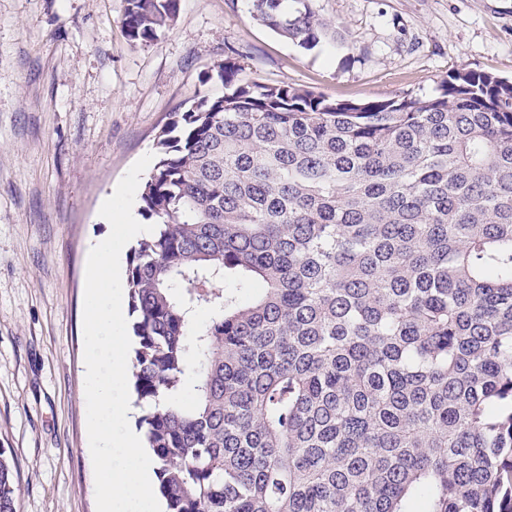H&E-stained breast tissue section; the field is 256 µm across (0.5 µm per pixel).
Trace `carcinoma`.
I'll use <instances>...</instances> for the list:
<instances>
[{
  "instance_id": "1",
  "label": "carcinoma",
  "mask_w": 512,
  "mask_h": 512,
  "mask_svg": "<svg viewBox=\"0 0 512 512\" xmlns=\"http://www.w3.org/2000/svg\"><path fill=\"white\" fill-rule=\"evenodd\" d=\"M178 2L128 0V37ZM285 2L251 15L315 47ZM239 72L159 134L127 263L167 512H512V81L353 102Z\"/></svg>"
}]
</instances>
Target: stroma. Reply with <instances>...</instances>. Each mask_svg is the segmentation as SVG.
Wrapping results in <instances>:
<instances>
[{"mask_svg": "<svg viewBox=\"0 0 512 512\" xmlns=\"http://www.w3.org/2000/svg\"><path fill=\"white\" fill-rule=\"evenodd\" d=\"M331 29L310 50L249 0H180L133 43L128 0H0V451L16 512H96L83 308L104 199L156 154L172 113L220 97L219 65L360 101L435 91L451 72L512 78V0H306Z\"/></svg>", "mask_w": 512, "mask_h": 512, "instance_id": "1", "label": "stroma"}]
</instances>
